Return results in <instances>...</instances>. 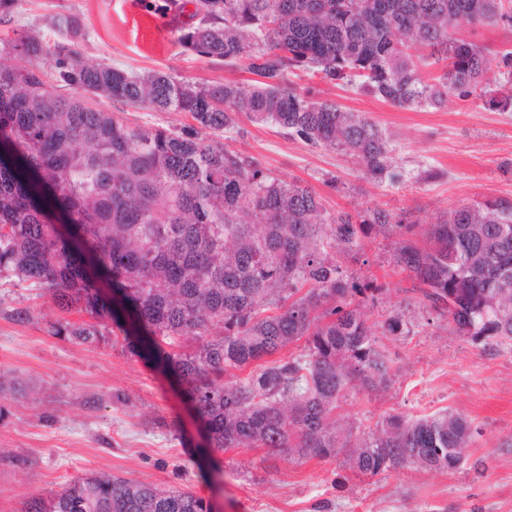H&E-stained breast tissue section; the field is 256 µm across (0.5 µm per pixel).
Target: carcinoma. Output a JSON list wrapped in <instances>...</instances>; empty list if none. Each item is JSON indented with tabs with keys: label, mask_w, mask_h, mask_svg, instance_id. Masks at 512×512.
<instances>
[{
	"label": "carcinoma",
	"mask_w": 512,
	"mask_h": 512,
	"mask_svg": "<svg viewBox=\"0 0 512 512\" xmlns=\"http://www.w3.org/2000/svg\"><path fill=\"white\" fill-rule=\"evenodd\" d=\"M185 51L242 66L250 83L200 85L79 61L80 20H49L57 40L0 41V275L48 295L64 313L51 333L97 345L105 320L137 334L133 352L177 375L212 447L328 458L347 446L337 402L390 382L389 359L361 311L370 288L339 259L364 248L383 209L328 213L302 180H284L224 148L241 118L355 158L365 176L395 180L389 141L368 117L288 84L310 73L399 108L448 97L501 109L489 95L490 53L458 34L512 23L504 0H185ZM442 64L422 79L423 57ZM51 62V70L42 67ZM72 90L63 96L48 77ZM101 97L151 112H185L180 131L130 127ZM396 263L421 302L458 329L512 345V200L462 205L404 240ZM304 341L290 359L277 354ZM171 347L167 351L164 346ZM248 371L244 377H224ZM470 426L440 415L397 416L359 446L352 469L374 477L401 465L455 469ZM22 512H213L186 490L110 475L28 498Z\"/></svg>",
	"instance_id": "1"
}]
</instances>
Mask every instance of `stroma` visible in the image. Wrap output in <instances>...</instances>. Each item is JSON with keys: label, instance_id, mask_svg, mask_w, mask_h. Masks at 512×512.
<instances>
[{"label": "stroma", "instance_id": "35a3bbf8", "mask_svg": "<svg viewBox=\"0 0 512 512\" xmlns=\"http://www.w3.org/2000/svg\"><path fill=\"white\" fill-rule=\"evenodd\" d=\"M57 13L78 17L84 61L133 72L158 71L198 84L247 80L209 59L183 52L190 21L172 0H20L0 38L25 31L50 39ZM461 37L487 47L491 71L507 72L512 27L465 25ZM301 92L364 113L392 148L398 182L364 176L353 158L316 148L271 127L242 121L224 145L274 175L308 182L329 212L383 209L404 223L433 224L457 207L512 199V110L479 100L442 109H403L328 84L294 79ZM405 231L371 236L343 260L346 274L374 289L362 309L392 360L391 383L350 395L337 409L350 442L338 456L288 459L265 448L212 450L174 379L128 349L124 336L79 345L54 337L60 312L51 298L0 276V512L92 474L178 488L210 501L213 512H512V348L457 332L420 304L395 253ZM28 311L25 321L14 309ZM396 331H385L387 321ZM453 413L471 425L467 460L457 470L401 466L357 476V446L393 415L414 422Z\"/></svg>", "mask_w": 512, "mask_h": 512}]
</instances>
